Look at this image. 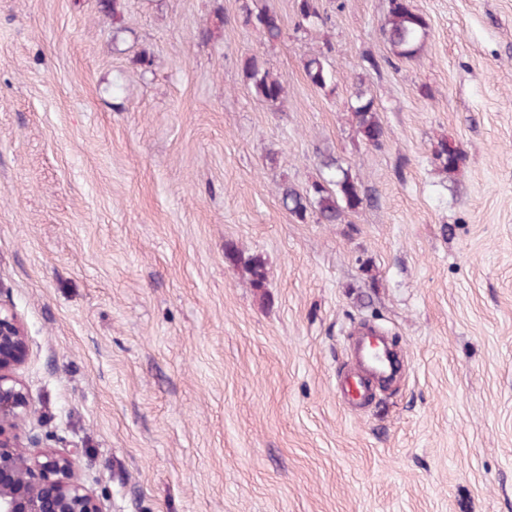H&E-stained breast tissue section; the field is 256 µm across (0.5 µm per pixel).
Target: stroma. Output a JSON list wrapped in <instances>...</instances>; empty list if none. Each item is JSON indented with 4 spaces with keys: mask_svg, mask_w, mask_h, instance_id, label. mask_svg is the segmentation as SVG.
<instances>
[{
    "mask_svg": "<svg viewBox=\"0 0 512 512\" xmlns=\"http://www.w3.org/2000/svg\"><path fill=\"white\" fill-rule=\"evenodd\" d=\"M296 3L0 0V287L30 426L78 449L105 512H512V0H411L428 37L394 66L389 0H318L313 27ZM330 157L369 202L298 220L279 186ZM365 324L404 367L352 411ZM246 21L252 23L269 41L278 39L281 34V27L277 17L267 12L258 11L253 13L248 11ZM244 71L255 94L268 102H278L282 99L284 89L272 72L256 58L245 61ZM353 115L362 138L370 145L377 147L384 136L383 127L376 115L372 99L357 96L356 106L353 107Z\"/></svg>",
    "mask_w": 512,
    "mask_h": 512,
    "instance_id": "35a3bbf8",
    "label": "stroma"
}]
</instances>
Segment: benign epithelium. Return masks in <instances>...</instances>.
Listing matches in <instances>:
<instances>
[{"label":"benign epithelium","instance_id":"benign-epithelium-1","mask_svg":"<svg viewBox=\"0 0 512 512\" xmlns=\"http://www.w3.org/2000/svg\"><path fill=\"white\" fill-rule=\"evenodd\" d=\"M28 352L15 307L0 297V512H103L76 473L78 451L25 431L33 405L17 374Z\"/></svg>","mask_w":512,"mask_h":512}]
</instances>
